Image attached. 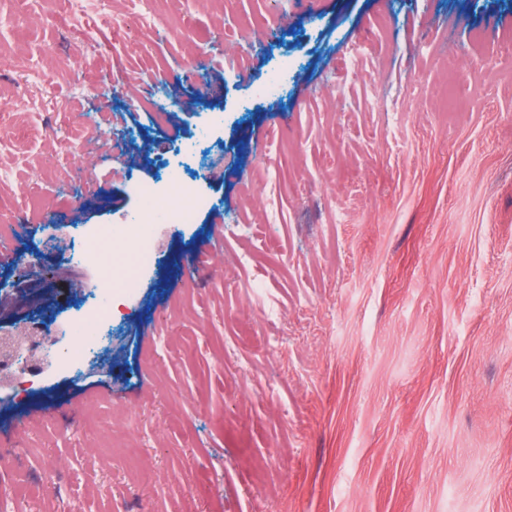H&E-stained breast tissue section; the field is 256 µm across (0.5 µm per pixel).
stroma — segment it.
<instances>
[{
    "label": "stroma",
    "instance_id": "stroma-1",
    "mask_svg": "<svg viewBox=\"0 0 512 512\" xmlns=\"http://www.w3.org/2000/svg\"><path fill=\"white\" fill-rule=\"evenodd\" d=\"M68 9L0 0V280L29 253L75 274L50 225L126 222L129 177L194 134L207 205L158 225L105 371L0 404V450L28 452L10 507L512 512V0H155L131 35Z\"/></svg>",
    "mask_w": 512,
    "mask_h": 512
}]
</instances>
